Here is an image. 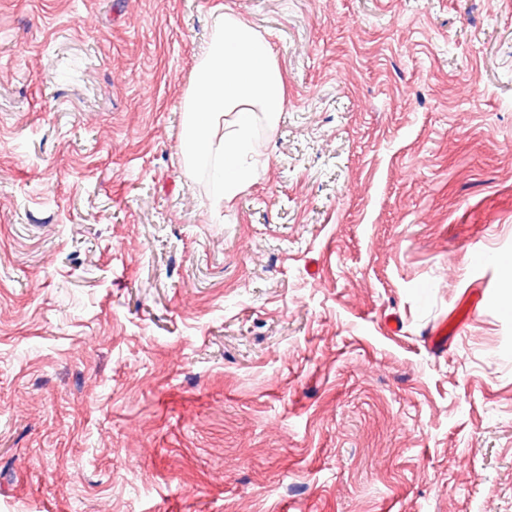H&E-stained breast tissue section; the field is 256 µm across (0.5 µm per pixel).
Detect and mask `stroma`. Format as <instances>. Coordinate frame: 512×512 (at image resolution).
<instances>
[{
    "label": "stroma",
    "instance_id": "obj_1",
    "mask_svg": "<svg viewBox=\"0 0 512 512\" xmlns=\"http://www.w3.org/2000/svg\"><path fill=\"white\" fill-rule=\"evenodd\" d=\"M220 6L286 104L216 210ZM510 269L512 0H0V512H512Z\"/></svg>",
    "mask_w": 512,
    "mask_h": 512
}]
</instances>
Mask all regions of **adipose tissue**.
Segmentation results:
<instances>
[{
	"mask_svg": "<svg viewBox=\"0 0 512 512\" xmlns=\"http://www.w3.org/2000/svg\"><path fill=\"white\" fill-rule=\"evenodd\" d=\"M284 97V74L267 38L236 14L215 12L210 43L183 100L179 145L183 162L206 157L223 166V187L213 196V207H223L250 183L256 123L275 125Z\"/></svg>",
	"mask_w": 512,
	"mask_h": 512,
	"instance_id": "1",
	"label": "adipose tissue"
}]
</instances>
